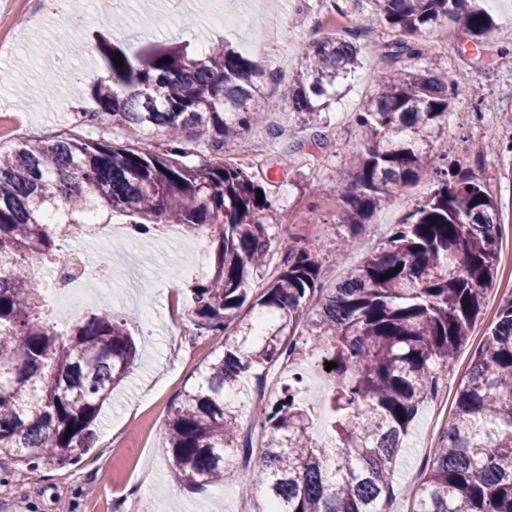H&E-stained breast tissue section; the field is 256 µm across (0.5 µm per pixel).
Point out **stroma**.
I'll return each instance as SVG.
<instances>
[{
	"instance_id": "1",
	"label": "stroma",
	"mask_w": 512,
	"mask_h": 512,
	"mask_svg": "<svg viewBox=\"0 0 512 512\" xmlns=\"http://www.w3.org/2000/svg\"><path fill=\"white\" fill-rule=\"evenodd\" d=\"M498 23L490 55L477 54L467 40L445 43L427 39L425 54L402 58L409 69L428 67L454 85L457 94L448 112V136L454 156L484 183L503 216L512 217V0H489ZM332 0H112L104 10L99 0H0V147L65 133L76 138L121 143L125 134L110 124L81 122L90 111L92 83L106 73L100 37L126 50L161 40L187 42L191 48L226 41L258 53L271 75L265 95L281 100L297 66L299 51L313 39L332 33L326 18ZM77 40L78 53H68L67 39ZM362 65L350 88L323 119L330 142L322 151L308 143L310 132L287 106L268 112L264 123L240 131L224 143V158L250 167L263 181L282 213L270 249L268 275H275L288 248L315 244L326 273L324 287L356 268L383 247L393 227L433 189L420 181L397 193L357 230V246L343 251L348 236L342 222L341 197L347 157L360 149L354 121L364 100L376 89L374 76L386 66L360 35ZM496 148H489V141ZM287 153V164L267 167L266 157ZM142 263L135 276L111 280L107 299L125 317L139 348L131 379L104 404L93 446L66 466H29L0 462V503L20 512H256L253 499L237 483L190 489L171 473L164 439L169 410L184 389L196 381L207 362L219 355V339L197 330L185 290L195 283L197 251L174 235L139 241ZM512 298V265L500 262L485 297L484 316L460 347L454 370L439 384L434 398L420 407L403 438L395 466L398 491L388 512H410L409 492L436 448L447 411L437 402L453 397L468 362L504 299ZM182 314L178 339L169 335L168 300ZM126 445L112 452L114 440Z\"/></svg>"
}]
</instances>
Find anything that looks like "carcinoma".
<instances>
[{
    "label": "carcinoma",
    "instance_id": "carcinoma-1",
    "mask_svg": "<svg viewBox=\"0 0 512 512\" xmlns=\"http://www.w3.org/2000/svg\"><path fill=\"white\" fill-rule=\"evenodd\" d=\"M346 2L341 15L365 12L401 36L383 53L392 68L376 74L377 92L356 114L363 149L342 192L348 245L402 188L427 178L435 189L383 248L326 292L309 245L288 249L263 291L251 292L266 275L276 209L266 193L257 201L264 187L220 151L275 107L260 106L267 73L256 54L224 43L130 53L105 40L107 73L90 88L96 110L82 118L110 119L129 142L58 135L0 150V455L67 463L89 447L103 403L133 369L128 321L108 303L65 333L39 310L44 282L30 274L31 259L70 258L45 227L47 213L78 224L92 210L99 223L123 217L142 236L172 224L212 234L208 272L187 301L197 329L224 337V350L171 407L166 443L175 477L189 488L234 479V453L250 442L240 440L226 394L280 360L319 350L336 363L321 409L306 404L300 379L286 380L262 411L259 458L243 490L265 503L263 512H385L402 436L481 318L502 237L491 191L435 138L454 91L430 69L396 63L422 57L430 34H464L482 49L496 23L483 0ZM356 37L303 46L285 97L299 123L316 130L320 150L329 146L322 112L362 62ZM115 54L124 59L120 69ZM196 140L215 153L186 160V143ZM322 421L334 448L313 438ZM410 495L411 512H512V300L489 324L456 388L440 447Z\"/></svg>",
    "mask_w": 512,
    "mask_h": 512
}]
</instances>
